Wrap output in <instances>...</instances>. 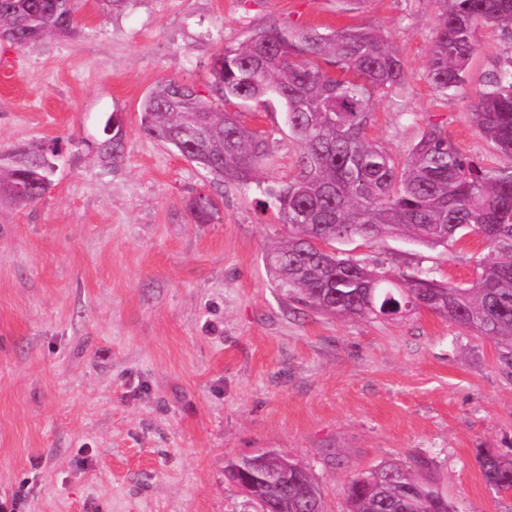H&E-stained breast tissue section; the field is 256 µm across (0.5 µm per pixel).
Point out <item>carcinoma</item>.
I'll return each mask as SVG.
<instances>
[{"label": "carcinoma", "instance_id": "obj_1", "mask_svg": "<svg viewBox=\"0 0 512 512\" xmlns=\"http://www.w3.org/2000/svg\"><path fill=\"white\" fill-rule=\"evenodd\" d=\"M439 24L429 51V77L443 95L467 82L485 25L512 39V0H435ZM77 0H0V39L17 47L77 27ZM216 97L208 100L174 78L142 101V130L225 183L245 182L267 155L264 138L245 128L224 102L278 100L301 147L296 175L275 193L277 219L288 239L271 262L279 280L306 305L336 317H380L422 307L472 329L497 345L512 368V167H487L437 128L426 131L403 165L367 133L370 103L405 78L403 58L381 32L347 26L253 32L241 47H226L213 63ZM476 130L512 156V56L483 76L469 105ZM122 150L120 130L100 144L109 159ZM52 147L17 149L0 166V200L37 203L52 185ZM196 224L218 213L209 195L188 206ZM475 234L486 252L472 282L460 285L429 274L391 281L387 270L335 256L325 246L349 238L376 241L409 235L426 245L456 243ZM489 485L512 488V456L480 449ZM225 476L248 477L259 506L284 512H325L322 491L308 471L272 451L257 465L230 459ZM347 512H456L442 494L433 462L386 460L352 475L344 486Z\"/></svg>", "mask_w": 512, "mask_h": 512}]
</instances>
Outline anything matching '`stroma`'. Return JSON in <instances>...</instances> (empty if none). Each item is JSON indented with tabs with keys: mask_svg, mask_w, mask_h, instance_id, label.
<instances>
[{
	"mask_svg": "<svg viewBox=\"0 0 512 512\" xmlns=\"http://www.w3.org/2000/svg\"><path fill=\"white\" fill-rule=\"evenodd\" d=\"M79 17L68 34L0 42V163L58 152L41 200L0 204V498L23 492L29 512H259L224 465L272 449L309 469L327 512H345L354 473L413 454L434 459L459 512H512L477 462L481 448L512 453V369L495 345L423 308L323 314L269 266L288 236L269 192L300 154L283 106L237 104L269 145L239 185L144 135L140 112L164 78L211 97L215 56L258 28L370 26L406 66L401 87L374 96L370 135L401 161L436 127L508 168L468 109L512 41L479 27L467 83L444 96L427 72L434 0H131L111 16L82 0ZM113 116L124 151L110 164L98 143ZM200 193L219 201L208 224L187 208ZM335 248L464 284L482 244Z\"/></svg>",
	"mask_w": 512,
	"mask_h": 512,
	"instance_id": "obj_1",
	"label": "stroma"
}]
</instances>
